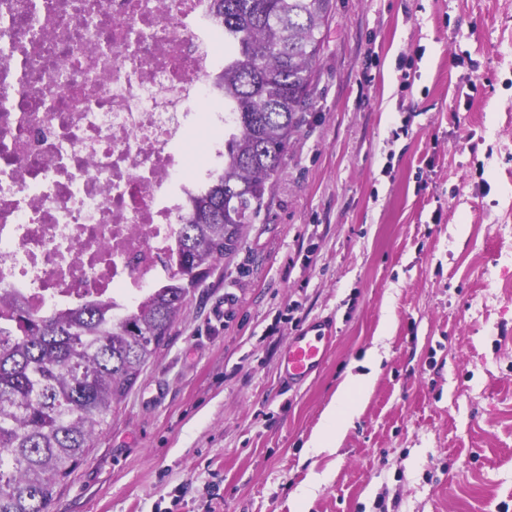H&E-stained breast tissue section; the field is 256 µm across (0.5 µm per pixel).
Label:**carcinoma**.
Returning a JSON list of instances; mask_svg holds the SVG:
<instances>
[{
  "label": "carcinoma",
  "mask_w": 512,
  "mask_h": 512,
  "mask_svg": "<svg viewBox=\"0 0 512 512\" xmlns=\"http://www.w3.org/2000/svg\"><path fill=\"white\" fill-rule=\"evenodd\" d=\"M331 0H213L224 29V172L180 218L178 269L129 312L0 321V512H50L196 288L234 253L283 171L313 90Z\"/></svg>",
  "instance_id": "cac0c4a2"
}]
</instances>
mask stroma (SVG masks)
I'll list each match as a JSON object with an SVG mask.
<instances>
[{"label":"stroma","mask_w":512,"mask_h":512,"mask_svg":"<svg viewBox=\"0 0 512 512\" xmlns=\"http://www.w3.org/2000/svg\"><path fill=\"white\" fill-rule=\"evenodd\" d=\"M325 316L323 369L284 388L290 336ZM52 512H512V0H331L260 220ZM372 384L369 374H352L346 376L336 390V401L328 408L325 414L324 425L313 438L312 445L319 452L337 448L347 422L355 414L356 406Z\"/></svg>","instance_id":"1"}]
</instances>
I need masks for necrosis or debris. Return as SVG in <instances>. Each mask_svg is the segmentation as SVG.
Instances as JSON below:
<instances>
[{
	"label": "necrosis or debris",
	"instance_id": "obj_1",
	"mask_svg": "<svg viewBox=\"0 0 512 512\" xmlns=\"http://www.w3.org/2000/svg\"><path fill=\"white\" fill-rule=\"evenodd\" d=\"M216 39L210 0H0V315L167 284L224 160Z\"/></svg>",
	"mask_w": 512,
	"mask_h": 512
}]
</instances>
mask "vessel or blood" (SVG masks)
Masks as SVG:
<instances>
[{"mask_svg":"<svg viewBox=\"0 0 512 512\" xmlns=\"http://www.w3.org/2000/svg\"><path fill=\"white\" fill-rule=\"evenodd\" d=\"M335 333L333 319L323 317L310 321L289 338L280 362L281 378L286 386H301L320 372Z\"/></svg>","mask_w":512,"mask_h":512,"instance_id":"b4317fda","label":"vessel or blood"}]
</instances>
